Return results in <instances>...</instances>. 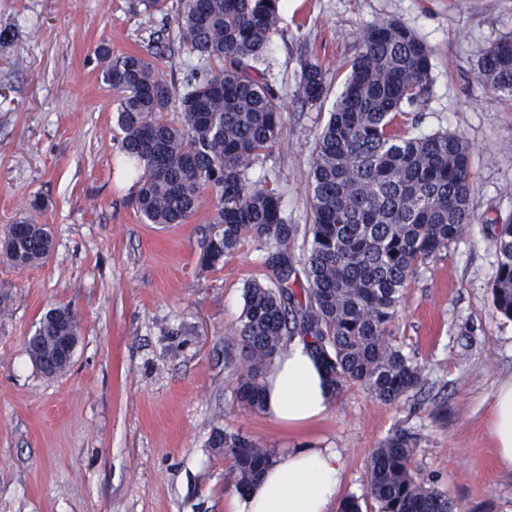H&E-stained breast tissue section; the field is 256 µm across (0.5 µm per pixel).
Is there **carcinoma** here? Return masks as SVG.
<instances>
[{"label": "carcinoma", "mask_w": 512, "mask_h": 512, "mask_svg": "<svg viewBox=\"0 0 512 512\" xmlns=\"http://www.w3.org/2000/svg\"><path fill=\"white\" fill-rule=\"evenodd\" d=\"M280 0H183L177 28L195 59L182 78H160L140 54L98 51L102 78L116 101L120 148L137 163L134 204L149 224H182L212 202L210 223L224 225L205 249L219 264L243 237L264 243L267 282L244 288L236 335L241 346L236 396L263 407L264 371L295 337L309 340L334 394L351 385L395 403L421 382V367L390 338V325L417 267L440 255L471 223V153L458 134L401 129L432 82V52L400 21L374 24L350 61L344 89L321 130L309 169L312 224L302 268L288 251L299 226L288 223L281 196L250 171L283 133L281 95L268 53ZM481 80L512 95V38L482 52ZM326 70L303 63L297 94L322 99ZM167 112L177 119L164 118ZM29 217L0 235L3 257L18 268L45 262L51 237ZM495 309L512 320V219L493 227ZM233 485L251 484L273 453L238 432L217 430ZM416 448L396 435L372 453L368 492L339 512H458L413 467Z\"/></svg>", "instance_id": "cac0c4a2"}]
</instances>
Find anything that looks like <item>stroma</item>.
<instances>
[{"mask_svg": "<svg viewBox=\"0 0 512 512\" xmlns=\"http://www.w3.org/2000/svg\"><path fill=\"white\" fill-rule=\"evenodd\" d=\"M130 0H0V231L29 216L48 225L42 264L0 259V512H226L235 488L211 446L239 432L282 456L307 443L338 448L342 497H364L375 448L408 434L414 469L460 512H512V472L490 435L498 386L512 379V321L493 307V221L512 218V95L477 75L481 52L512 37V0H284L270 44L283 135L252 171L274 181L289 223L312 220L308 172L361 36L398 20L432 50V84L412 109L423 134L456 133L471 149L473 222L416 270L391 325L422 382L386 404L351 386L331 412L291 429L241 404L235 329L252 280L265 281L253 237L213 267L210 203L183 224H150L132 203L136 172L119 150L116 108L96 50L138 53L163 79L189 56L182 0L132 14ZM327 71V94L302 102L304 60ZM41 198L44 208L33 212ZM54 306L80 335L70 366L48 377L26 338Z\"/></svg>", "mask_w": 512, "mask_h": 512, "instance_id": "35a3bbf8", "label": "stroma"}]
</instances>
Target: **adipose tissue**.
<instances>
[{
    "label": "adipose tissue",
    "instance_id": "ef3b65f1",
    "mask_svg": "<svg viewBox=\"0 0 512 512\" xmlns=\"http://www.w3.org/2000/svg\"><path fill=\"white\" fill-rule=\"evenodd\" d=\"M263 388L264 414L291 427L321 419L333 405L324 368L298 337L276 355ZM490 431L501 467L512 471V379L495 392ZM343 479L337 449L306 445L273 459L248 488L233 493L228 512H332Z\"/></svg>",
    "mask_w": 512,
    "mask_h": 512
}]
</instances>
